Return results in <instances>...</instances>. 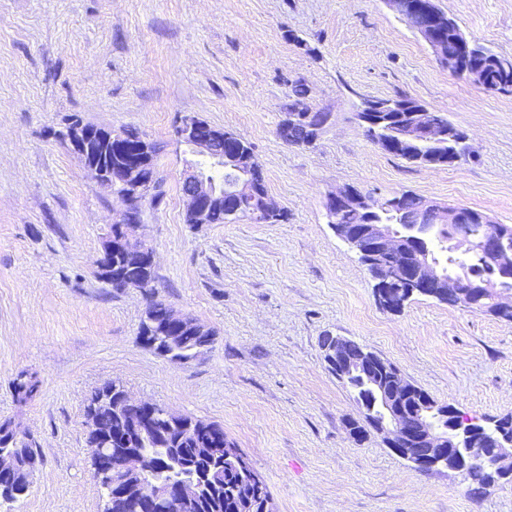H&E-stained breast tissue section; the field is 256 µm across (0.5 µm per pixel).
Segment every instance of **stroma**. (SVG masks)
Segmentation results:
<instances>
[{"label":"stroma","mask_w":512,"mask_h":512,"mask_svg":"<svg viewBox=\"0 0 512 512\" xmlns=\"http://www.w3.org/2000/svg\"><path fill=\"white\" fill-rule=\"evenodd\" d=\"M464 34L512 56V0H436ZM332 118L313 145L277 130L294 83ZM408 97L469 137L470 159L430 168L381 150L364 98ZM138 129L157 147L163 196L136 228L149 289L111 288L96 261L120 204L69 145L71 116ZM195 115L250 144L278 224H188L175 138ZM410 191L512 225V95L448 72L385 0H0V420L44 463L0 512H101L84 406L108 381L135 399L221 425L265 480L276 512H512V482L477 497L421 472L373 434L328 370L324 333L354 339L415 386L485 424L512 415V323L427 297L383 310L330 227L326 196ZM211 328L201 356L167 361L137 336L150 301ZM37 375L18 404L11 381Z\"/></svg>","instance_id":"obj_1"}]
</instances>
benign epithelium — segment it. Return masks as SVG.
Listing matches in <instances>:
<instances>
[{"label":"benign epithelium","instance_id":"obj_1","mask_svg":"<svg viewBox=\"0 0 512 512\" xmlns=\"http://www.w3.org/2000/svg\"><path fill=\"white\" fill-rule=\"evenodd\" d=\"M389 7L413 25V29L433 50L439 62L453 75L466 76L480 86L483 79L470 67L469 60L473 44L462 34L455 21L443 12L435 0H386ZM422 24H414L416 17ZM457 35L460 53L449 58L442 54V41L446 33ZM404 112L406 116L397 125H392L393 113ZM330 113L318 116L312 113L307 101L298 103L295 109L285 113L277 135L283 142L292 138L300 128V122L309 121L306 129L317 140L328 123ZM359 121L364 128H375L381 124L391 126L390 137L376 139L381 149L388 151L405 149L409 156L427 144L444 145L460 134L453 124L444 125L434 118L433 110L420 104L384 101L363 98L359 105ZM180 144L191 153L202 156L211 165L231 175L229 182L201 167L191 165L184 174L183 197L186 202L185 217L191 224H206L212 211L224 207V199L231 203L230 215L236 220L263 223L279 214L269 198L262 191L252 167L239 154L225 153L217 149L224 141V130L195 116H186L176 129ZM122 138V132L77 125L68 131L72 151L79 156L90 177L106 187L118 199L123 209L113 223L119 225L118 238L107 237L102 255L112 253L117 247L138 252V261H153V250L143 241H133L128 229L143 223L142 210L146 203L155 201L160 194V183L155 166V153L150 144L139 147L132 164L127 168L128 178L123 189H115L112 178L111 156L101 154L97 145L101 141L112 142ZM331 227L336 236L344 241L358 256L360 263L377 281V296L383 304L399 310L414 296H424L439 303L448 304L461 310L477 308L484 299V285L475 284L464 278H444L437 268L428 249L411 251V241L428 243L435 232L449 229L457 250L465 254H479L500 279H512V250L503 245L506 232L503 226L480 211L466 206H453L435 199L425 198L413 210L396 212V223L404 225L397 233L389 224H380L376 219L378 203L376 197L365 194L351 186H344L330 193L324 204ZM361 215L360 224L341 225L335 223L337 216L346 211ZM464 224H480L482 236L478 239L462 229ZM398 280L403 284L397 299H392L389 285ZM494 302L502 315L512 313V289H495ZM343 337H336V344L324 350V361L330 371L343 383L358 379L372 387L385 410V420L369 421L372 431L387 435V446L401 459L413 467L431 469L447 468L460 473L468 465L466 445L474 432L471 422L464 419L454 406L432 401L424 407L445 420L455 417L451 428L422 426L417 428L405 415L404 405L415 391L400 371L384 358L364 348L349 354L341 348ZM489 437L487 448L471 461L485 465L501 479L512 480V428L498 423L487 427ZM144 455L139 448H114L112 457H93V473L97 482L107 478V486L121 490L125 497L136 499L150 507L164 502L165 512H193L201 497L203 488L209 482L205 475L198 481L180 483L176 486L148 484L142 480Z\"/></svg>","mask_w":512,"mask_h":512}]
</instances>
